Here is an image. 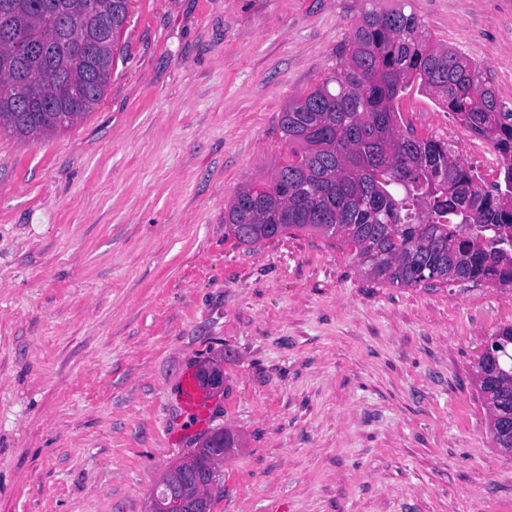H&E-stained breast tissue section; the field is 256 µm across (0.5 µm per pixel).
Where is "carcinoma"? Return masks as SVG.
I'll return each mask as SVG.
<instances>
[{
    "label": "carcinoma",
    "instance_id": "cac0c4a2",
    "mask_svg": "<svg viewBox=\"0 0 512 512\" xmlns=\"http://www.w3.org/2000/svg\"><path fill=\"white\" fill-rule=\"evenodd\" d=\"M132 0H0V82L22 77L40 97L19 113L0 93V132L35 143L73 126L101 101L121 55ZM33 42L24 56L13 39ZM435 98L470 135L488 141L503 175L482 179L448 143L403 134L398 101L412 88ZM280 129L292 158L241 185L224 213L241 244L296 231L352 249L378 284L434 288L456 281L512 288V109L481 68L438 44L405 6L363 11L336 67L288 103ZM476 362L489 435L512 448V325Z\"/></svg>",
    "mask_w": 512,
    "mask_h": 512
}]
</instances>
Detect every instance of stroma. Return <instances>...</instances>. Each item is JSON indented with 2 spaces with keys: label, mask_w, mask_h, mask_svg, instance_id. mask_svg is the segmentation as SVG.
Instances as JSON below:
<instances>
[{
  "label": "stroma",
  "mask_w": 512,
  "mask_h": 512,
  "mask_svg": "<svg viewBox=\"0 0 512 512\" xmlns=\"http://www.w3.org/2000/svg\"><path fill=\"white\" fill-rule=\"evenodd\" d=\"M410 6L512 109V0ZM365 7L133 0L96 108L35 145L0 134V512H148L219 428L242 445L212 512H512L474 382L512 290L381 286L316 233L225 228ZM399 106L421 137L453 121ZM212 362L199 419L183 387Z\"/></svg>",
  "instance_id": "stroma-1"
}]
</instances>
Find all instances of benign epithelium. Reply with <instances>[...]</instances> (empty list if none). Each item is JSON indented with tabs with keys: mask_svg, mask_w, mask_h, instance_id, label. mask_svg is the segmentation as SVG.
Instances as JSON below:
<instances>
[{
	"mask_svg": "<svg viewBox=\"0 0 512 512\" xmlns=\"http://www.w3.org/2000/svg\"><path fill=\"white\" fill-rule=\"evenodd\" d=\"M203 382L212 392L224 388V369L214 365L203 368ZM212 482L208 469L175 464L161 478L152 496L149 512H206L202 502Z\"/></svg>",
	"mask_w": 512,
	"mask_h": 512,
	"instance_id": "benign-epithelium-1",
	"label": "benign epithelium"
}]
</instances>
